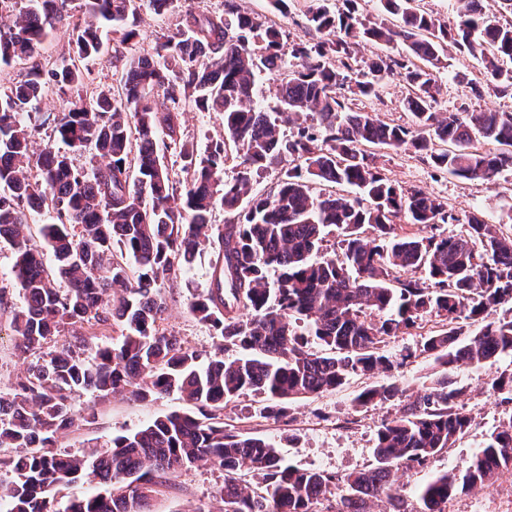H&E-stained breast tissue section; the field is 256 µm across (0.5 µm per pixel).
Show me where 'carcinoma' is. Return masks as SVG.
<instances>
[{"instance_id": "carcinoma-1", "label": "carcinoma", "mask_w": 512, "mask_h": 512, "mask_svg": "<svg viewBox=\"0 0 512 512\" xmlns=\"http://www.w3.org/2000/svg\"><path fill=\"white\" fill-rule=\"evenodd\" d=\"M305 2L308 22L323 34L313 44H286L280 29L226 0L221 14L185 10L152 54L128 63L117 94L68 62L34 66L0 88V240L14 250L23 299L10 325L24 355L62 336L0 394V449H15L12 479L0 480L6 512H55L59 489L80 478L110 489L70 501L65 512H146L156 487L200 463L224 471L218 512H447L458 492L491 486L512 468V371L503 370L491 390L509 409L467 470L429 481L417 508L394 487V471L427 467L470 427L452 371L512 359V234L481 210L468 212L456 235L398 233L401 221L433 228L458 218L438 197L382 175L368 151H414L439 171L488 184L512 168V112L435 110L450 43L483 65L486 81L470 87L473 95L512 97V68L504 67L512 61V0H496L504 22L485 14L483 0H456L453 29L416 0H380L387 17L373 25L359 20L358 0L337 13L324 0ZM72 3L33 0L0 27V63L30 59L63 27L86 64L103 52L100 28H123L125 41L137 36L136 0H80L81 22ZM362 41L401 51L370 59L354 81ZM266 72L279 76L277 112L256 101ZM395 75L407 89L412 128L356 107ZM49 86L62 93L52 123L70 152L46 146L33 166L34 128L23 115L37 111ZM189 106L224 116V135L202 151L183 137L180 115ZM285 123L296 125L289 138ZM171 150L184 161L182 181L165 162ZM84 151L90 166L79 167L72 154ZM231 151L239 171L228 180ZM288 157L299 165L273 191L254 193V174ZM217 204L232 215L223 228L209 223ZM36 210L55 215L37 242L25 234ZM331 227L340 252L319 258ZM207 245L216 253L209 288L189 311L220 336L212 354L160 328L165 281ZM425 316L443 328L395 358L385 354L386 338L410 333ZM114 327L112 343H97ZM237 349L244 354L224 356ZM419 353L439 371L409 395L395 372ZM377 373L387 380L360 392L355 405L401 408L382 423L365 469L286 466L273 443L224 426V406L247 392L268 400L259 416L280 420L292 401ZM78 390L99 400L176 391L196 412L160 415L101 452H53L56 435L83 418L73 405Z\"/></svg>"}]
</instances>
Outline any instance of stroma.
I'll list each match as a JSON object with an SVG mask.
<instances>
[{
    "label": "stroma",
    "instance_id": "obj_1",
    "mask_svg": "<svg viewBox=\"0 0 512 512\" xmlns=\"http://www.w3.org/2000/svg\"><path fill=\"white\" fill-rule=\"evenodd\" d=\"M242 10L274 20L288 42L319 40L320 35L310 28L302 4L279 13L272 10L268 0H236ZM220 13L224 0H175L173 9L156 15L148 7H140L138 35L124 41L119 29L104 32L105 50L89 65L90 79L104 88L118 85L128 61L150 52L158 34L174 30L186 7ZM439 77L443 92L436 108L454 112L466 106L481 111H512V99L493 95L474 96L471 84L483 83L485 74L479 62L467 52L452 47L448 50L447 65ZM406 88L399 78L385 81L379 96L359 100L358 106L388 124L409 126L413 117L403 106ZM181 127L187 140L205 147L224 132L221 116L195 109L183 112ZM379 170L390 180L406 188H420L446 203L456 215L452 224H440L434 231L443 236L460 233L461 216L479 209L490 221L499 224L503 232L512 233V170L503 171L496 184L463 180L440 174L418 155L411 152L375 148ZM212 250L198 254L193 264L171 275L165 283L166 312L162 322L166 332L177 336L188 348L214 351L218 337L207 325L198 322L188 306L200 291L209 285ZM14 255L8 244L0 242V392L9 389L23 377L29 365L20 356L10 327V307L22 302L12 271ZM462 387L459 399L472 423L468 431L447 453L437 457L425 469H400L395 480L409 503H417L421 487L436 474L446 471L463 473L473 454L499 424L501 408L487 386L488 371L463 365L453 372ZM368 385L366 379L355 377L339 389L318 397L299 399L291 404L288 419L275 421L258 417L256 409L261 396L246 394L224 409V420L242 431L267 437L274 441L286 464L300 469L332 471L341 475L362 468L373 459L376 435L381 423L397 411L391 404L355 405V397ZM73 403L85 418L60 434L55 451L88 454L109 444L113 437L133 432L155 417L185 409L178 393L170 392L141 401L130 394H118L105 400L94 399L84 391L76 392ZM224 483V472L209 465L179 471L170 482L153 493L149 512H193L204 506L215 508V494Z\"/></svg>",
    "mask_w": 512,
    "mask_h": 512
}]
</instances>
